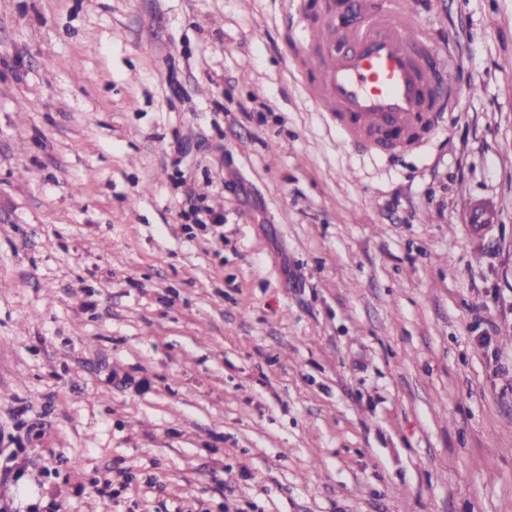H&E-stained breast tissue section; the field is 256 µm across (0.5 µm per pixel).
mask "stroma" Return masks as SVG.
I'll use <instances>...</instances> for the list:
<instances>
[{"instance_id": "obj_1", "label": "stroma", "mask_w": 512, "mask_h": 512, "mask_svg": "<svg viewBox=\"0 0 512 512\" xmlns=\"http://www.w3.org/2000/svg\"><path fill=\"white\" fill-rule=\"evenodd\" d=\"M414 7L461 102L391 158L288 0H0L1 499L512 512V0Z\"/></svg>"}]
</instances>
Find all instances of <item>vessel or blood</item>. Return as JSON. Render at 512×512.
I'll list each match as a JSON object with an SVG mask.
<instances>
[{"label":"vessel or blood","instance_id":"vessel-or-blood-1","mask_svg":"<svg viewBox=\"0 0 512 512\" xmlns=\"http://www.w3.org/2000/svg\"><path fill=\"white\" fill-rule=\"evenodd\" d=\"M284 56L300 62L308 101L334 122L343 146L372 153L381 134L405 150L417 128L439 130L448 70L412 0H358L348 24L324 7L315 21L290 26Z\"/></svg>","mask_w":512,"mask_h":512}]
</instances>
